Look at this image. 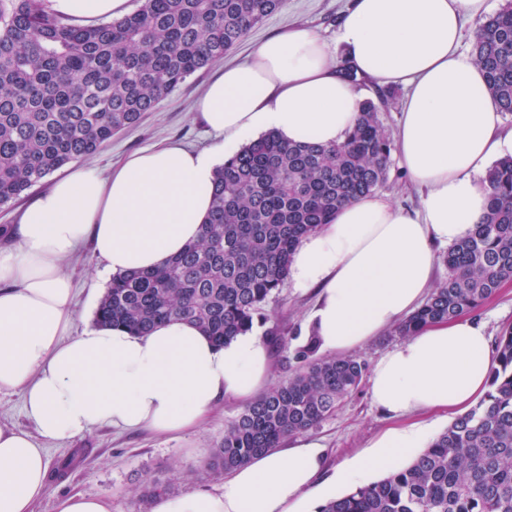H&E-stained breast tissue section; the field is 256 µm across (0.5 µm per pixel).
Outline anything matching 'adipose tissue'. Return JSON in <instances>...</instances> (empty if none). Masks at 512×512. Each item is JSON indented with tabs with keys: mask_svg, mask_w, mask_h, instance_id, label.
<instances>
[{
	"mask_svg": "<svg viewBox=\"0 0 512 512\" xmlns=\"http://www.w3.org/2000/svg\"><path fill=\"white\" fill-rule=\"evenodd\" d=\"M50 7L91 24L122 17L129 2L50 0ZM486 10L487 0H355L341 21L349 66L409 89L397 154L423 195L415 211L360 197L296 248L289 279L318 292L309 329L323 352H351L419 308L440 247L468 236L486 212L482 176L512 154V132L503 131L481 70L459 49L463 16ZM362 102L325 42L292 27L206 87L197 110L217 137L211 148L151 147L106 175L72 169L22 213L9 230L16 246L0 250V392L21 394L35 431L0 428V512H34L47 490V443L100 426L182 434L219 402L249 404L270 382L266 340L252 330L222 345L181 321L142 336L122 327L73 335L64 259L89 239L112 273L161 266L197 239L216 170L243 145L269 131L292 143L342 142ZM492 356L490 337L471 315L429 323L375 363L372 402L398 425L337 482H318L321 449L299 439L253 456L212 490L159 498L152 512H304L337 484L362 482L423 447L431 425L405 417L465 413L486 386Z\"/></svg>",
	"mask_w": 512,
	"mask_h": 512,
	"instance_id": "ef3b65f1",
	"label": "adipose tissue"
}]
</instances>
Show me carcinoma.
Listing matches in <instances>:
<instances>
[{"instance_id":"1","label":"carcinoma","mask_w":512,"mask_h":512,"mask_svg":"<svg viewBox=\"0 0 512 512\" xmlns=\"http://www.w3.org/2000/svg\"><path fill=\"white\" fill-rule=\"evenodd\" d=\"M118 19L78 26L48 0H0V205L65 165L100 152L188 77L224 58L285 0H139ZM473 59L502 112L512 113V0L479 26ZM363 101L340 144H290L267 132L224 162L199 239L164 265L112 276L99 328L136 335L180 320L221 345L252 330L288 279L292 254L338 208L388 178L392 142ZM482 224L448 248V277L390 336L473 312L512 280V157L486 172ZM309 337L287 379L224 427L206 470L219 478L330 417L358 389L366 363L319 357ZM489 390L409 464L316 512H512V326L495 341Z\"/></svg>"}]
</instances>
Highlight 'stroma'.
Listing matches in <instances>:
<instances>
[{
  "label": "stroma",
  "mask_w": 512,
  "mask_h": 512,
  "mask_svg": "<svg viewBox=\"0 0 512 512\" xmlns=\"http://www.w3.org/2000/svg\"><path fill=\"white\" fill-rule=\"evenodd\" d=\"M353 0H285L284 6L256 25L224 59L198 71L165 96L155 111L146 113L139 124L113 136L87 165L108 172L111 165L140 150L174 144L188 150L210 147L215 135L204 125L195 104L207 82L228 63H241L257 45L290 26L314 30L329 45L337 63H344L345 49L339 40V25ZM363 97L386 96L380 117L388 131L395 133L406 90L400 85H379L358 79ZM75 288L74 331L93 329L94 313L112 275L84 243L63 263ZM313 294L297 292L284 284L263 307L262 319L254 327L268 333L273 325L287 328L285 345H271V380L288 375V360L306 340V320L313 307ZM369 381H362L336 412L307 431V438L319 442L324 451L326 471L347 465L368 452L391 427L392 422L371 403ZM241 411L232 402L219 403L209 420L197 432L169 438L147 430H120L100 427L85 435L48 445L47 493L35 512H54L59 497L72 494L107 495L112 512H152L154 502L139 498L138 492L149 481L167 486L169 495L210 488L216 481L205 470V463L224 437L225 425Z\"/></svg>",
  "instance_id": "stroma-1"
}]
</instances>
